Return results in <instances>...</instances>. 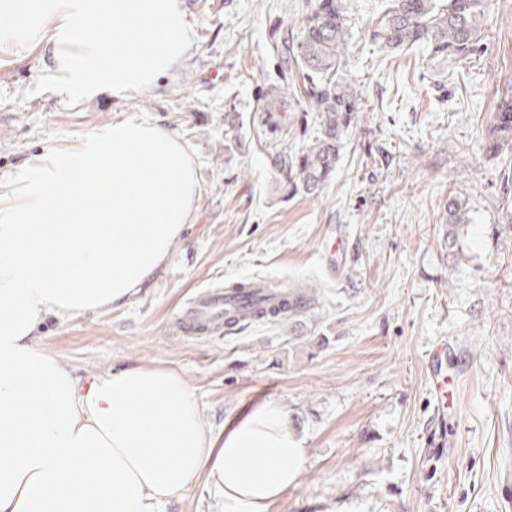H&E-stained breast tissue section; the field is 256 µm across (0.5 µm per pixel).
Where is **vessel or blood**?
I'll use <instances>...</instances> for the list:
<instances>
[{
    "label": "vessel or blood",
    "mask_w": 512,
    "mask_h": 512,
    "mask_svg": "<svg viewBox=\"0 0 512 512\" xmlns=\"http://www.w3.org/2000/svg\"><path fill=\"white\" fill-rule=\"evenodd\" d=\"M261 302L268 311L281 313L288 308V291L265 280L252 281L246 297L212 288L198 293L177 313L175 326L185 337H207L221 331L224 322H241L250 318L252 302ZM448 342L441 339L430 345L426 353V383L433 400V410L439 417H447L454 410L457 383L448 368Z\"/></svg>",
    "instance_id": "vessel-or-blood-1"
}]
</instances>
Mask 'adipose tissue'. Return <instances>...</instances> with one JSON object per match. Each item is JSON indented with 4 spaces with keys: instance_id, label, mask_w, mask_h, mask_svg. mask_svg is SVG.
Listing matches in <instances>:
<instances>
[{
    "instance_id": "1",
    "label": "adipose tissue",
    "mask_w": 512,
    "mask_h": 512,
    "mask_svg": "<svg viewBox=\"0 0 512 512\" xmlns=\"http://www.w3.org/2000/svg\"><path fill=\"white\" fill-rule=\"evenodd\" d=\"M182 0H0V47L49 48L62 91L154 87L188 56ZM188 147L129 118L0 181V512H166L199 479L222 512H268L307 451L270 401L214 432L173 368L81 377L39 343L46 316L127 302L195 212Z\"/></svg>"
}]
</instances>
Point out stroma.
<instances>
[{
  "mask_svg": "<svg viewBox=\"0 0 512 512\" xmlns=\"http://www.w3.org/2000/svg\"><path fill=\"white\" fill-rule=\"evenodd\" d=\"M311 0H183L197 21L187 60L150 91L61 93L40 46L0 53V180L42 149L127 118L179 138L200 197L161 268L126 304L62 321L41 344L82 376L174 367L215 431L265 401L284 404L307 450L269 512H512V150L486 152L512 95V0H488L480 49L431 59L386 51L370 29L389 0H345L343 75L357 93L335 174L282 198L271 157L314 136V107L275 41L296 38ZM279 80L277 126L260 125ZM469 223L448 245V194ZM347 247L325 254L330 228ZM265 279L312 287L296 323L264 319L206 339L174 334L198 292ZM455 340L454 438L432 457L423 353Z\"/></svg>",
  "mask_w": 512,
  "mask_h": 512,
  "instance_id": "35a3bbf8",
  "label": "stroma"
}]
</instances>
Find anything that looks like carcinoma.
<instances>
[{"label": "carcinoma", "instance_id": "carcinoma-1", "mask_svg": "<svg viewBox=\"0 0 512 512\" xmlns=\"http://www.w3.org/2000/svg\"><path fill=\"white\" fill-rule=\"evenodd\" d=\"M486 2L391 0L372 38L390 51L421 44L435 57H467L482 41ZM347 46L344 0H314L302 21L300 37L275 42L278 56L302 69L306 94L313 100L318 120L314 138L293 154L278 152L272 158L293 195H314L323 188L339 162L342 137L354 122L356 95L342 76ZM491 133L488 152L512 147V96L499 100ZM468 223L466 201L456 193L449 194L448 246L457 243L460 230Z\"/></svg>", "mask_w": 512, "mask_h": 512}]
</instances>
